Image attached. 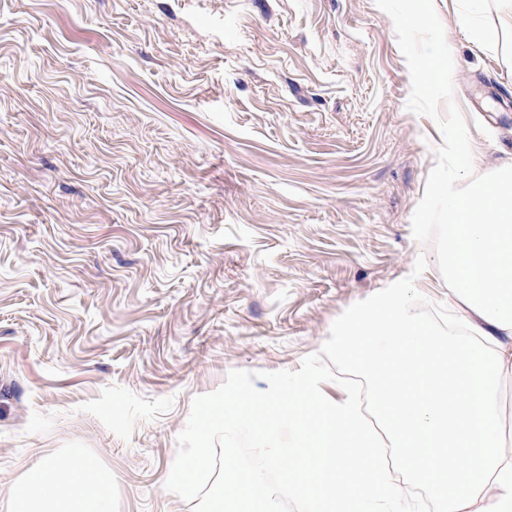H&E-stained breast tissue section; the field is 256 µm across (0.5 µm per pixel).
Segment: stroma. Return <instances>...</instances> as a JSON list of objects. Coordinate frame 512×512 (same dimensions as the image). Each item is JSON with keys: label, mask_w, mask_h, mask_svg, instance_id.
Segmentation results:
<instances>
[{"label": "stroma", "mask_w": 512, "mask_h": 512, "mask_svg": "<svg viewBox=\"0 0 512 512\" xmlns=\"http://www.w3.org/2000/svg\"><path fill=\"white\" fill-rule=\"evenodd\" d=\"M0 0V501L79 449L112 512H200L248 426L225 392L308 368L340 383L338 321L419 276L454 319L434 175L512 160V18L497 0ZM421 12L424 22L400 26ZM451 50L447 81L415 69ZM206 443L194 499L165 484Z\"/></svg>", "instance_id": "35a3bbf8"}]
</instances>
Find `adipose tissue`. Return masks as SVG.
<instances>
[{
  "mask_svg": "<svg viewBox=\"0 0 512 512\" xmlns=\"http://www.w3.org/2000/svg\"><path fill=\"white\" fill-rule=\"evenodd\" d=\"M442 231L443 272L467 335H448L416 312L412 278L336 325V353L370 380L391 456L375 451L355 391L346 386L332 397L305 370L260 403L241 391L225 395L214 419L228 429L256 425L268 453L245 470L226 452L222 487L204 512H278L287 494L308 512H407V499L387 480L391 465L425 489L436 512H512L500 408L512 373V163L490 179L449 170ZM210 460L204 446L180 456L167 488L195 497ZM0 512H112V478L85 453L53 456L11 486Z\"/></svg>",
  "mask_w": 512,
  "mask_h": 512,
  "instance_id": "ef3b65f1",
  "label": "adipose tissue"
}]
</instances>
